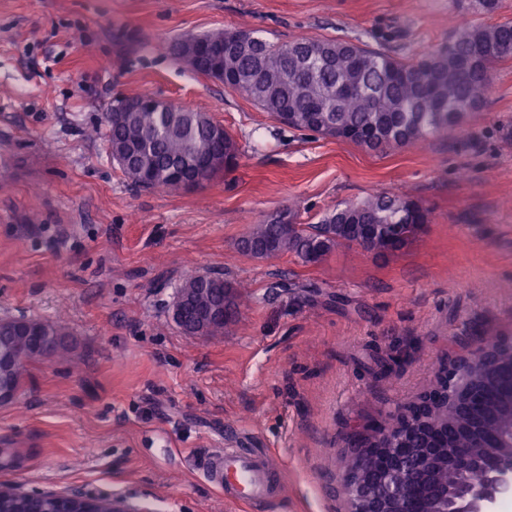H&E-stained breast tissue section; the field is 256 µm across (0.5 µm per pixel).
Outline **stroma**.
<instances>
[{
  "label": "stroma",
  "instance_id": "1",
  "mask_svg": "<svg viewBox=\"0 0 512 512\" xmlns=\"http://www.w3.org/2000/svg\"><path fill=\"white\" fill-rule=\"evenodd\" d=\"M502 22L512 0H0V319L65 313L73 347L0 405V482L242 512L196 461L251 448L287 481L257 512H345L350 437L441 364L512 337V60L456 138L378 152L281 125L166 46L245 27L414 60L457 25ZM141 93L207 112L237 167L194 190L136 187L92 131ZM380 192L429 211L400 252L340 246L313 265L238 248L277 211L317 224ZM206 273L242 287L237 321L188 336L172 305ZM232 32H233L232 30L218 29V30L212 31V32H210V33H208L206 35H203V36H189V37H185L184 39H182L178 43H176L178 40L170 43L167 46V50H168V52H169V54L171 56H173L176 60H179L178 59L179 58L178 53H179V50L182 47V43L183 42H185V41H194V42H197V43L209 42V43H212V44H221V41L224 40V42H225L229 38V36L231 35Z\"/></svg>",
  "mask_w": 512,
  "mask_h": 512
}]
</instances>
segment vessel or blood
Wrapping results in <instances>:
<instances>
[{"instance_id": "vessel-or-blood-1", "label": "vessel or blood", "mask_w": 512, "mask_h": 512, "mask_svg": "<svg viewBox=\"0 0 512 512\" xmlns=\"http://www.w3.org/2000/svg\"><path fill=\"white\" fill-rule=\"evenodd\" d=\"M198 469L229 502L238 506L258 507L282 498L286 487L283 471L266 453L219 448L204 457Z\"/></svg>"}]
</instances>
